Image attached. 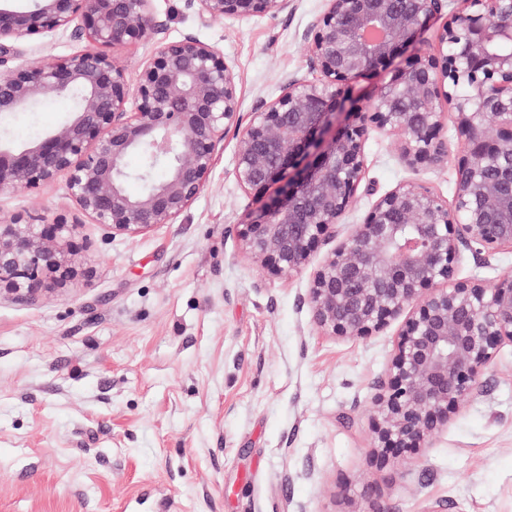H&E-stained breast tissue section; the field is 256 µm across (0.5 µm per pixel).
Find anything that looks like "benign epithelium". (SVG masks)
I'll use <instances>...</instances> for the list:
<instances>
[{
	"instance_id": "benign-epithelium-1",
	"label": "benign epithelium",
	"mask_w": 512,
	"mask_h": 512,
	"mask_svg": "<svg viewBox=\"0 0 512 512\" xmlns=\"http://www.w3.org/2000/svg\"><path fill=\"white\" fill-rule=\"evenodd\" d=\"M0 0V115L72 94L73 116L16 146L0 137V193L63 179L68 196L112 235L173 224L206 186L224 138L237 133L234 176L245 191H274L247 213L245 256L271 276L302 271L356 201L366 177L367 135L398 137L418 168L447 155L456 126L453 203L420 181L379 197L365 223L314 273L307 303L334 336L361 337L409 312L376 394L377 461L412 466L451 414L483 392L498 349L512 345V280L463 279L467 253L488 261L512 248V0H461L430 49H416L445 0H326L306 72L241 115L234 67L213 46L160 37L153 0ZM206 22L276 15L291 0H190ZM72 29L91 47L39 65L16 62L15 44ZM150 39L153 54L132 83L105 48ZM393 70L361 105L354 82ZM143 158L132 173L126 159ZM162 166L163 180H150ZM132 178L146 182L133 195ZM79 225L0 218V296L23 299L76 274Z\"/></svg>"
}]
</instances>
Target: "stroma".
I'll list each match as a JSON object with an SVG mask.
<instances>
[{
	"instance_id": "35a3bbf8",
	"label": "stroma",
	"mask_w": 512,
	"mask_h": 512,
	"mask_svg": "<svg viewBox=\"0 0 512 512\" xmlns=\"http://www.w3.org/2000/svg\"><path fill=\"white\" fill-rule=\"evenodd\" d=\"M154 8L165 38L196 37L233 64L248 113L305 73L325 2L207 24L190 0ZM87 46L60 31L17 51L40 64ZM70 109L51 95L0 130L25 144ZM236 145L228 134L187 212L135 238L92 223L60 180L0 194L2 217L80 226L73 281L0 300V512H512V346L404 473L370 442L400 320L333 336L306 301L315 269L381 195L416 179L452 200L455 158L413 169L393 135L371 131L365 190L288 278L241 250L256 197L235 179Z\"/></svg>"
}]
</instances>
